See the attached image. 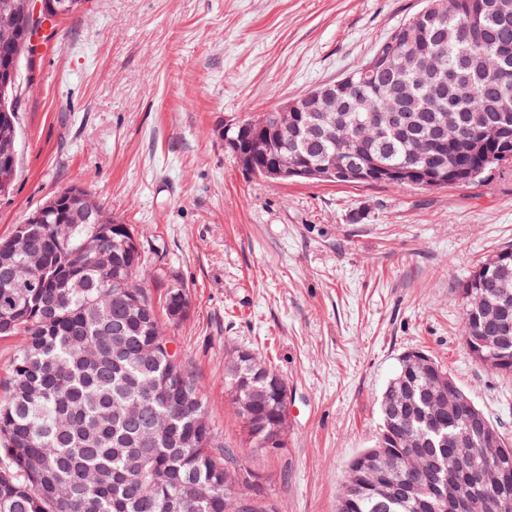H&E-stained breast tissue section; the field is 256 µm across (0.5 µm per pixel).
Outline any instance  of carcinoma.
Segmentation results:
<instances>
[{
  "label": "carcinoma",
  "mask_w": 512,
  "mask_h": 512,
  "mask_svg": "<svg viewBox=\"0 0 512 512\" xmlns=\"http://www.w3.org/2000/svg\"><path fill=\"white\" fill-rule=\"evenodd\" d=\"M82 0H43L44 20L76 13ZM0 14L30 27L27 0H0ZM408 50L428 66L416 82L394 69L336 85L341 122L279 136L277 153L303 164L327 165L367 151L379 161L414 168H469L480 182L512 168V0H462L452 17L424 19ZM16 82L0 84V157L19 155ZM399 97L412 123L389 131L363 151L355 128ZM506 122L502 164H483L492 146L483 129ZM88 191L66 188L0 239V337L21 336L11 365L9 395L0 400V512H277L263 479L224 446L208 421L200 382L162 336L143 285L145 254L133 229L116 220ZM95 237L106 266L82 254ZM512 295V247L478 264L459 284L465 304L463 340L479 365L512 377V342L496 344L487 310L501 291ZM173 322L189 310L188 294L172 284L165 294ZM422 350L405 353L380 402L372 447L348 463L337 512H448L459 483L448 451L463 418L436 408L452 375ZM225 387L238 404L253 450L286 447L287 386L255 353L237 349L225 365ZM469 444L471 465L496 463L505 479L492 491L498 512H512V441L491 425ZM385 484L413 487L383 499Z\"/></svg>",
  "instance_id": "obj_1"
}]
</instances>
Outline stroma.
<instances>
[{
    "instance_id": "obj_1",
    "label": "stroma",
    "mask_w": 512,
    "mask_h": 512,
    "mask_svg": "<svg viewBox=\"0 0 512 512\" xmlns=\"http://www.w3.org/2000/svg\"><path fill=\"white\" fill-rule=\"evenodd\" d=\"M425 0H86L53 49L20 64L19 164L0 236L80 186L131 225L156 307L181 284L166 336L202 384L226 444L244 431L224 360L250 349L283 376L287 446L246 451L279 512H336L348 461L409 351L447 366L512 438V380L463 348L459 283L512 244V175L421 191L269 183L220 133L340 80ZM165 310L169 320L173 322L184 319L189 310L188 294L180 284H171L165 294Z\"/></svg>"
}]
</instances>
